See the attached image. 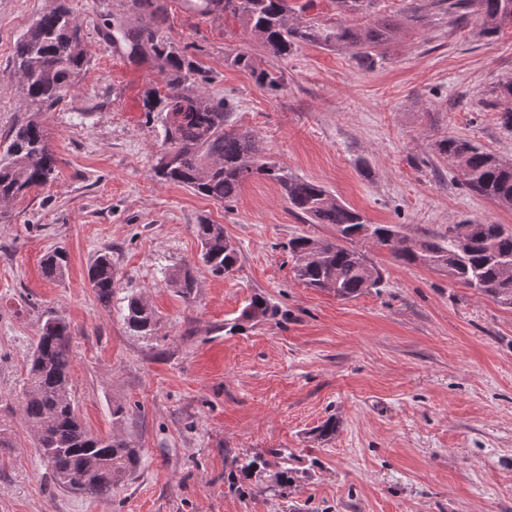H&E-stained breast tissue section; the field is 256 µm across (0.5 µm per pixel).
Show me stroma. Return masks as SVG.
Here are the masks:
<instances>
[{
  "label": "stroma",
  "instance_id": "stroma-1",
  "mask_svg": "<svg viewBox=\"0 0 512 512\" xmlns=\"http://www.w3.org/2000/svg\"><path fill=\"white\" fill-rule=\"evenodd\" d=\"M61 1L89 65L46 110L25 100L15 48ZM170 6L169 39L200 69L202 91L229 101L233 125L284 172L411 236L444 238L467 220L512 229V209L463 188L434 151L437 139L464 137L512 163L497 97L512 81V26L488 39L474 16L409 22L406 0L346 14L314 0L307 15L322 22L394 23L362 68L347 48L272 57L236 17ZM114 16L146 21L127 0H0V142L37 122L58 158L53 181L0 206V429L12 441L0 451V512H512V304L367 243L378 288L341 300L297 280L289 239L332 241L335 225L303 222L269 180H247L223 205L155 177L160 125L142 99L163 75L104 40ZM238 53L264 58L282 86L230 64ZM204 220L240 250L221 278L199 260ZM58 247L68 264L49 279L42 258ZM103 249L116 277L107 304L87 277ZM181 267L196 281L189 301L168 284ZM133 295L155 309V335L129 333ZM256 295L277 316L225 333ZM51 316L71 329L80 423L140 450L108 499L60 489L20 414L25 359ZM330 418L335 435L320 436ZM244 456L257 459L253 473L236 468Z\"/></svg>",
  "mask_w": 512,
  "mask_h": 512
}]
</instances>
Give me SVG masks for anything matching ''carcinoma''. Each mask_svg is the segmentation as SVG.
Segmentation results:
<instances>
[{
	"label": "carcinoma",
	"mask_w": 512,
	"mask_h": 512,
	"mask_svg": "<svg viewBox=\"0 0 512 512\" xmlns=\"http://www.w3.org/2000/svg\"><path fill=\"white\" fill-rule=\"evenodd\" d=\"M313 0L291 6L288 0H198L202 16L226 13L243 21L277 58L286 59L301 43L324 47H347L363 64L373 66L378 49L390 37L391 23L373 20L363 27L341 22L322 23L310 19L293 23V13H303ZM430 6L456 20L469 11L482 19V33L494 37L501 27L512 26V0H431ZM129 8L148 17L139 28H128L112 19L107 36L112 46L135 62L149 57L165 74L164 85L145 93L143 107L149 117L161 119L160 150H176L169 160L157 159L156 177L185 186L215 202L237 201L244 182L267 179L280 185L293 212L309 224H334L337 240L322 243L306 236L288 241L294 259L295 277L306 286L332 292L341 299L357 297L380 286L382 270L359 250L348 247L354 240L369 241L390 249L409 264L445 269L448 275L478 293L512 304V233L499 224L468 221L472 244L460 252L456 244L458 225L448 226V241L425 235L403 234L396 224H367L354 209L333 197L323 186L292 177L262 156L257 137L232 126V107L215 101L196 86L199 70L181 56L166 35L167 0H129ZM18 69L25 99L48 109L57 106L73 89L76 78L88 65L81 25L70 9L60 5L29 27L16 47ZM232 63L251 71L256 81L272 90L282 85V76L263 67V61L238 53ZM504 108L500 121L512 128V83L500 86ZM435 153L463 167V185L497 205L512 209V164L499 159L480 144L448 136L434 143ZM57 167L46 129L28 122L10 132L0 155V202L23 191L47 184ZM201 243V261L215 277L234 270L239 250L224 235V225H195ZM65 256L47 253L42 269L48 277H59ZM89 282L98 299H112V258L100 252L88 270ZM169 282L188 300L195 279L187 270H175ZM275 315L266 300L254 297L242 309L230 329L247 321ZM136 336H151L157 330V315L141 296L127 301L124 317ZM26 377L21 400L22 419L36 437L39 456L63 490L97 499H108L112 488L131 475L139 461L138 449L118 437L96 436L78 422L70 397L71 336L65 322L46 321L42 333L26 357Z\"/></svg>",
	"instance_id": "cac0c4a2"
}]
</instances>
